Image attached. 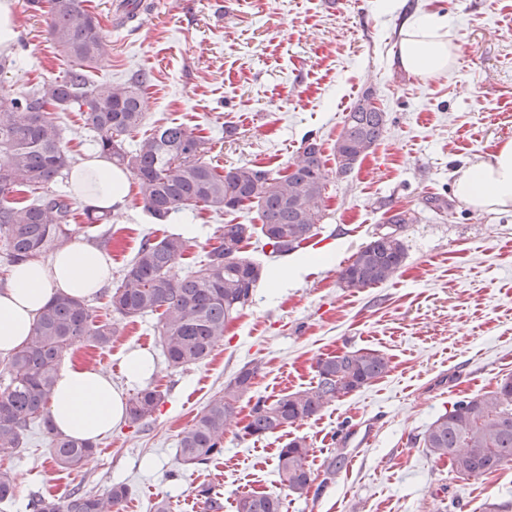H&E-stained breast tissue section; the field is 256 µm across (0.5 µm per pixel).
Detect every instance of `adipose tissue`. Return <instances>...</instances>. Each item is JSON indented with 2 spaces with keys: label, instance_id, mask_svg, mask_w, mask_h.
<instances>
[{
  "label": "adipose tissue",
  "instance_id": "adipose-tissue-1",
  "mask_svg": "<svg viewBox=\"0 0 512 512\" xmlns=\"http://www.w3.org/2000/svg\"><path fill=\"white\" fill-rule=\"evenodd\" d=\"M456 47L448 38V19L437 13L413 15L403 22L396 56L413 75L448 72ZM73 199L99 210L125 207L129 177L106 158L86 155L69 172ZM455 194L473 211L512 210V140L488 157L461 166ZM112 277V261L100 250L73 240L48 260L38 258L14 267L8 288L0 290V356L13 352L30 335L40 311L56 295L93 298ZM56 432L89 440L112 431L126 416L124 398L109 375L99 369L63 368L48 405Z\"/></svg>",
  "mask_w": 512,
  "mask_h": 512
}]
</instances>
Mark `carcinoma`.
Returning a JSON list of instances; mask_svg holds the SVG:
<instances>
[{"label":"carcinoma","mask_w":512,"mask_h":512,"mask_svg":"<svg viewBox=\"0 0 512 512\" xmlns=\"http://www.w3.org/2000/svg\"><path fill=\"white\" fill-rule=\"evenodd\" d=\"M89 0H45L46 33L70 62L64 74L39 82L27 92L0 99V248L10 264L56 251L72 240V198L52 184L72 164L55 110L74 108L84 128L95 133L94 150L127 169L137 181L144 207L158 223L174 213L198 209L216 215L256 209L260 233L272 253L286 254L317 235L324 218L322 202L328 181L322 148L306 139L288 175L252 165L219 170L204 158L205 141L196 129L172 122L139 133L144 113L142 93L148 82L139 73L122 85L91 82L87 69L107 52L108 44ZM385 113L358 99L347 113L334 145L336 171L350 172L358 159L382 137ZM141 134L134 148L126 138ZM26 188L32 199L22 205L15 194ZM253 224H224L214 234L205 259L184 274L176 261L189 249L187 237H145L109 295L112 312L133 319L157 313L161 345L172 370L203 363L228 325L252 303L263 268L244 257L243 243ZM406 258L402 239L375 233L339 272L344 287L354 290L390 281ZM112 321L96 322L86 300L55 296L44 308L26 342L1 361L7 382H0V454L15 455L27 434L43 424L53 463L75 470L93 454L92 440L55 432L46 407L62 358L79 345L111 346ZM261 371L258 362L244 364L179 435L177 460L197 470L224 454V432L237 416V403L251 393ZM389 371L385 356L348 350L320 357L316 385L276 396H259L239 432L260 439L317 415L324 407ZM164 393L156 386L137 390L128 401L127 421L137 426L153 415ZM427 452L449 463L452 472L479 480L512 462V376L494 390L457 402L422 433ZM312 448L303 437L286 442L277 455L283 489L301 496L314 482L308 463ZM16 481L0 469V501L11 499ZM126 484L102 491L78 486L60 502L47 495L29 500L31 512H116L129 496ZM204 512H224L221 493L209 484L196 488ZM237 512H283L278 494L248 493L237 500Z\"/></svg>","instance_id":"1"}]
</instances>
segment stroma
Listing matches in <instances>:
<instances>
[{
	"mask_svg": "<svg viewBox=\"0 0 512 512\" xmlns=\"http://www.w3.org/2000/svg\"><path fill=\"white\" fill-rule=\"evenodd\" d=\"M121 0H91L109 50L91 80L123 82L145 72V127L200 125L206 159L223 168L248 164L286 171L305 138L321 144L331 175L318 235L303 248L272 254L254 233L245 254L272 271L302 270L281 292L258 282L253 303L234 320L206 361L169 369L159 317L112 316L109 288L88 305L94 320L111 319L106 350L80 346L65 361L101 369L124 395V356L139 349L154 362L149 384L165 394L146 424H119L76 470L53 467L49 439L34 426L23 453L4 457L17 482L0 512H28L33 494L66 500L77 486L127 483L121 512H201L195 488L205 483L224 498V512L250 492L277 494V451L306 438L316 480L307 494L284 498L283 512H489L512 502V463L480 480L451 472L419 442L459 400L493 390L512 375V211L474 214L454 193V171L512 140V0H408L389 12L381 0H138L135 16L117 25ZM20 22L11 52L14 69L0 87L19 94L59 73L64 59L46 38L45 17L15 0ZM447 16L457 57L448 73L421 79L394 62L401 22L411 13ZM371 94L386 114L382 138L347 175H335L334 144L355 101ZM235 130L226 136L224 127ZM416 223L399 234L406 259L390 281L359 291L339 271L394 212ZM233 216L172 215L154 223L130 185L124 210L106 224L74 225L83 240L107 253L112 274L134 257L144 235L192 227L188 259L203 256L220 224L256 222ZM329 252L335 264L318 262ZM349 349L384 354L389 372L336 400L319 414L255 440L224 434V453L206 468L179 472V433L245 363L262 369L254 395L276 396L315 383L320 356ZM346 463L326 475L331 458Z\"/></svg>",
	"mask_w": 512,
	"mask_h": 512,
	"instance_id": "stroma-1",
	"label": "stroma"
}]
</instances>
